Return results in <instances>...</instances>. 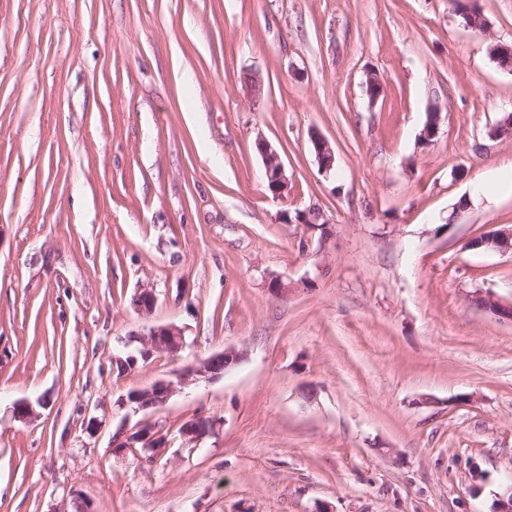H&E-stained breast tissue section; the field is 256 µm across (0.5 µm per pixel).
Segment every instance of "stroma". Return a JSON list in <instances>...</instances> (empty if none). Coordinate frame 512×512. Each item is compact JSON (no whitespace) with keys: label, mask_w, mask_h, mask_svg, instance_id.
Instances as JSON below:
<instances>
[{"label":"stroma","mask_w":512,"mask_h":512,"mask_svg":"<svg viewBox=\"0 0 512 512\" xmlns=\"http://www.w3.org/2000/svg\"><path fill=\"white\" fill-rule=\"evenodd\" d=\"M478 4L485 33L455 0H0V512H493L512 324L470 296L511 297L512 254L466 243L512 226L511 190L472 192L512 160L488 134L512 113L489 53L512 0ZM311 206L327 235L282 223ZM159 323L189 347L113 371ZM227 348L219 379L119 407ZM199 415L221 427L196 448L178 430ZM144 421L172 435L147 465L112 447ZM312 142L320 171L324 174L329 173L335 167V153L332 146L320 135L313 136ZM263 159V170L272 183L273 197L283 198L288 195V177L279 153L267 142L258 143Z\"/></svg>","instance_id":"1"}]
</instances>
